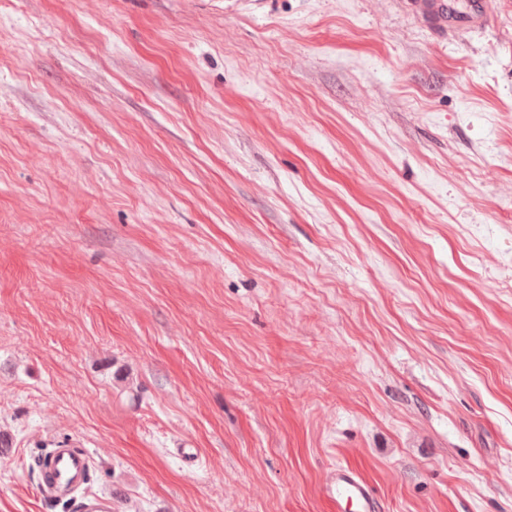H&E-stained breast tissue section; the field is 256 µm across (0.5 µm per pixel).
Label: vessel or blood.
Segmentation results:
<instances>
[{
  "instance_id": "b4317fda",
  "label": "vessel or blood",
  "mask_w": 512,
  "mask_h": 512,
  "mask_svg": "<svg viewBox=\"0 0 512 512\" xmlns=\"http://www.w3.org/2000/svg\"><path fill=\"white\" fill-rule=\"evenodd\" d=\"M91 468L87 452L59 446L50 458L48 474L40 490L55 497L79 498L81 512H112V501L106 497L86 496L85 485ZM321 495L333 512H378V502L366 481L354 470L339 467L329 471L321 487Z\"/></svg>"
}]
</instances>
